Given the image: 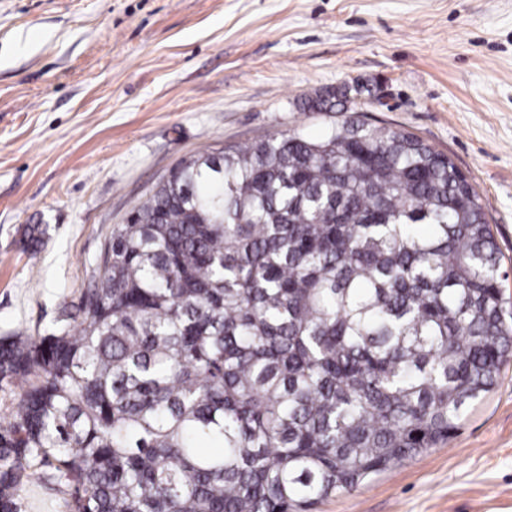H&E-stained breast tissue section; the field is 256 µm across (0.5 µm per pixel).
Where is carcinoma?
I'll use <instances>...</instances> for the list:
<instances>
[{
    "label": "carcinoma",
    "instance_id": "obj_1",
    "mask_svg": "<svg viewBox=\"0 0 512 512\" xmlns=\"http://www.w3.org/2000/svg\"><path fill=\"white\" fill-rule=\"evenodd\" d=\"M132 213L76 325L0 337V512L31 476L70 512H310L447 441L512 359L488 212L412 134L277 131Z\"/></svg>",
    "mask_w": 512,
    "mask_h": 512
}]
</instances>
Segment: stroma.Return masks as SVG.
I'll return each instance as SVG.
<instances>
[{
  "label": "stroma",
  "mask_w": 512,
  "mask_h": 512,
  "mask_svg": "<svg viewBox=\"0 0 512 512\" xmlns=\"http://www.w3.org/2000/svg\"><path fill=\"white\" fill-rule=\"evenodd\" d=\"M362 119L448 154L512 302V0H0V336L81 315L113 225L184 159ZM45 245L24 249L28 226ZM18 512H69L34 478ZM314 512H512V363L447 443ZM353 102L348 97L347 91L340 93L336 92V100L329 97L310 98L302 97L298 103V107L306 112L307 110H313L317 112H343L347 110V106Z\"/></svg>",
  "instance_id": "1"
}]
</instances>
